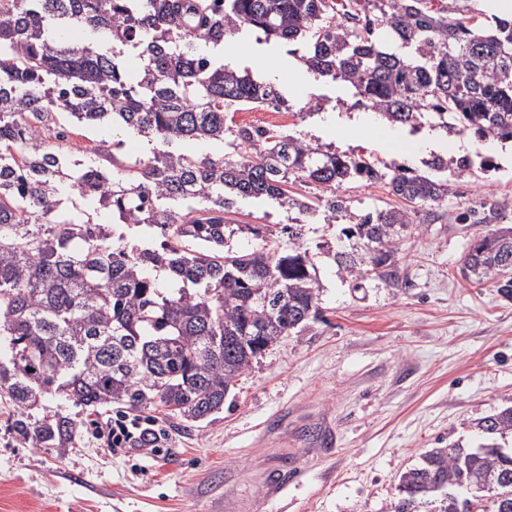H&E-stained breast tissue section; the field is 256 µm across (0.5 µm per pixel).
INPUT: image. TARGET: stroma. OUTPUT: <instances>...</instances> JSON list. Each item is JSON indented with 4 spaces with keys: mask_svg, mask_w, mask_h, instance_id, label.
Masks as SVG:
<instances>
[{
    "mask_svg": "<svg viewBox=\"0 0 512 512\" xmlns=\"http://www.w3.org/2000/svg\"><path fill=\"white\" fill-rule=\"evenodd\" d=\"M224 56L263 76L287 70L288 45L231 41ZM291 134L378 167L422 163L370 138L320 126L324 112L354 111L352 89L317 81L292 93ZM109 121L84 126L54 143L67 162L91 164L92 146L119 145V162L146 159L152 146L133 131L112 133ZM495 141L477 144L494 170L454 179L442 220L413 227L397 245L409 287L377 279L351 288L336 264L317 258L319 320L283 337L243 373L223 411L199 420L145 411L166 437L161 454L116 457L93 426L115 415L59 395L46 396L36 417L61 414L77 423L64 448H37L12 425L13 406L0 394V512H225L232 493L249 512H385L399 476L433 448L475 437L473 424L512 406V300L494 283L475 286L459 274L471 240L484 224H463L471 207L497 209V226H512V158ZM353 212L398 207L384 182L341 188ZM233 225H278L258 239L235 233L233 249L284 252L288 212L250 200L230 214Z\"/></svg>",
    "mask_w": 512,
    "mask_h": 512,
    "instance_id": "stroma-1",
    "label": "stroma"
}]
</instances>
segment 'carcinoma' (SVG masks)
I'll return each mask as SVG.
<instances>
[{
  "label": "carcinoma",
  "instance_id": "cac0c4a2",
  "mask_svg": "<svg viewBox=\"0 0 512 512\" xmlns=\"http://www.w3.org/2000/svg\"><path fill=\"white\" fill-rule=\"evenodd\" d=\"M0 0V389L14 426L35 447L72 441L66 416L32 411L52 392L85 407H162L202 419L224 409L233 382L281 338L319 315L314 254L301 242L308 224L349 218V247L316 245L354 280L410 286L397 241L435 224L448 175L491 160L434 154L423 174L405 164L383 171L286 130L227 126L234 105L288 108L281 91L224 63V40L249 28L263 42L309 39L300 60L317 76L347 82L359 103L393 125L427 120L447 136L512 142V21L487 30L451 18L432 0ZM213 54L199 52L198 43ZM134 52L140 69H126ZM58 113L73 127L112 117L147 141L146 160L109 171L71 169L46 142ZM233 153L196 157L182 140ZM386 181L410 209L355 214L336 189ZM299 183L319 192L288 189ZM75 190L112 209L118 223L161 235L125 243L124 232L88 210H60ZM271 200L295 214L288 252L232 250L227 215L240 200ZM165 273V282L149 271ZM461 272L493 280L512 298V228L474 239ZM487 451L432 448L399 477L387 512H512V407L475 422Z\"/></svg>",
  "mask_w": 512,
  "mask_h": 512
}]
</instances>
